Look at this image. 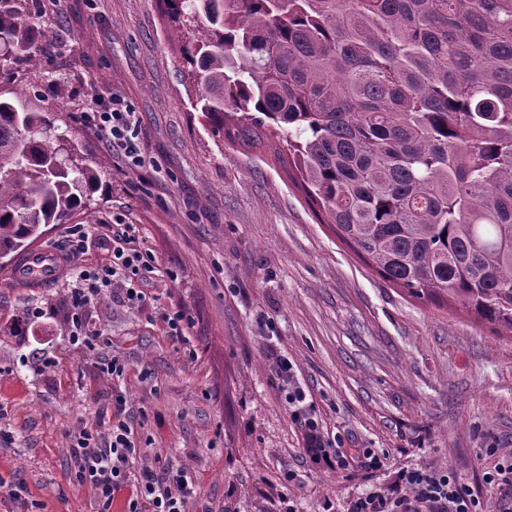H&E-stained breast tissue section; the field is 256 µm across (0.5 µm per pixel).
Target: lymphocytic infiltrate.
Listing matches in <instances>:
<instances>
[{"instance_id":"lymphocytic-infiltrate-1","label":"lymphocytic infiltrate","mask_w":512,"mask_h":512,"mask_svg":"<svg viewBox=\"0 0 512 512\" xmlns=\"http://www.w3.org/2000/svg\"><path fill=\"white\" fill-rule=\"evenodd\" d=\"M83 119L106 145L130 158L132 165L143 164L135 143L138 131L135 112L116 101L111 111L87 112ZM137 233L136 225H121L119 232L112 236L111 264L80 272L81 285L73 289L69 298L72 344L87 346L99 339V330L87 322L88 310L116 282L126 283L124 295L128 301L141 306L149 302V295L138 283L152 273L153 258L137 247ZM71 448L75 478L94 488L104 512H109L116 493L122 490L128 493L125 512H184L186 500L197 493L195 484L181 472L161 476L145 469L138 479H131L136 439L124 421L112 423L107 443H100L97 435L84 430L73 436ZM350 512H482V509L477 495L460 483L452 470L428 473L407 469L398 471L385 490L353 500Z\"/></svg>"}]
</instances>
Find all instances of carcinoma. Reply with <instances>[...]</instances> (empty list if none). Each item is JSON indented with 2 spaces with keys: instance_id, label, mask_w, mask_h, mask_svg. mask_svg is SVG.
<instances>
[{
  "instance_id": "obj_1",
  "label": "carcinoma",
  "mask_w": 512,
  "mask_h": 512,
  "mask_svg": "<svg viewBox=\"0 0 512 512\" xmlns=\"http://www.w3.org/2000/svg\"><path fill=\"white\" fill-rule=\"evenodd\" d=\"M214 141L276 139L308 202L417 299L512 331V0H158ZM0 0V269L50 224L92 223L104 162L11 82L53 36Z\"/></svg>"
}]
</instances>
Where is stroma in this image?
<instances>
[{"mask_svg":"<svg viewBox=\"0 0 512 512\" xmlns=\"http://www.w3.org/2000/svg\"><path fill=\"white\" fill-rule=\"evenodd\" d=\"M39 20L56 37L36 92L48 106L67 85L61 130L107 167L84 253L70 252V225L52 224L38 243L64 257L56 278L20 288L0 272V512H100L93 488L67 479L70 445L85 429L108 436L118 392L137 468H178L198 485L185 512H347L403 468L452 469L483 512L512 503L511 486L482 479L512 463V333L410 297L320 223L287 165L217 145L157 0H51ZM116 98L140 118L144 167L109 154L82 119ZM116 224L137 225L154 255L142 283L154 300L104 295L89 310L101 338L77 347L75 277L109 264ZM174 307L190 317L179 339L164 321ZM115 357L123 376L104 371ZM293 390L330 453L368 460L312 463Z\"/></svg>","mask_w":512,"mask_h":512,"instance_id":"35a3bbf8","label":"stroma"}]
</instances>
